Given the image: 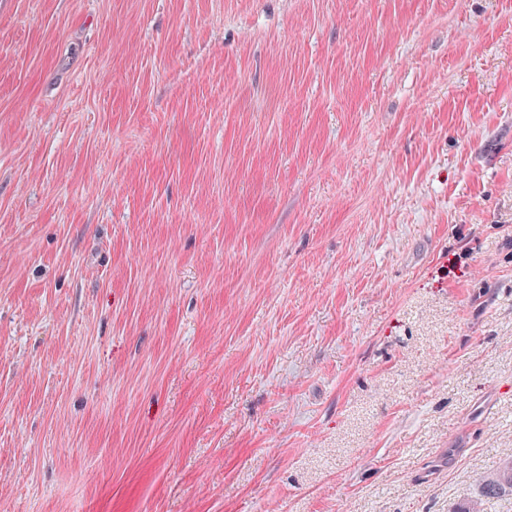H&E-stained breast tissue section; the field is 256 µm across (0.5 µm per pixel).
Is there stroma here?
I'll use <instances>...</instances> for the list:
<instances>
[{
	"label": "stroma",
	"mask_w": 512,
	"mask_h": 512,
	"mask_svg": "<svg viewBox=\"0 0 512 512\" xmlns=\"http://www.w3.org/2000/svg\"><path fill=\"white\" fill-rule=\"evenodd\" d=\"M512 452V0H0V512H453Z\"/></svg>",
	"instance_id": "1"
}]
</instances>
